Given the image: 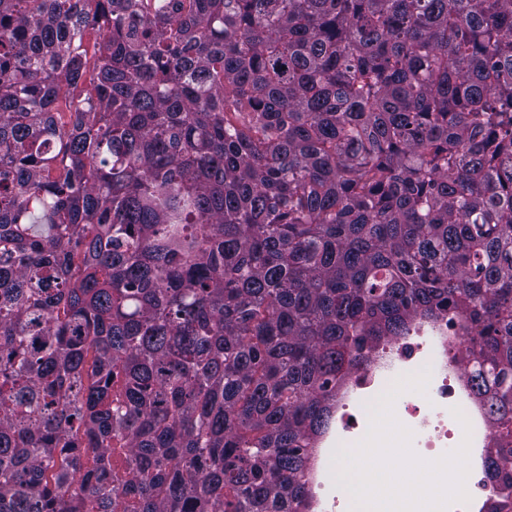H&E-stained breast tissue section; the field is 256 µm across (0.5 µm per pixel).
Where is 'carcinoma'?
I'll list each match as a JSON object with an SVG mask.
<instances>
[{
	"label": "carcinoma",
	"mask_w": 512,
	"mask_h": 512,
	"mask_svg": "<svg viewBox=\"0 0 512 512\" xmlns=\"http://www.w3.org/2000/svg\"><path fill=\"white\" fill-rule=\"evenodd\" d=\"M449 313L512 512V0H0V512H309Z\"/></svg>",
	"instance_id": "1"
}]
</instances>
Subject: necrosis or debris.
Masks as SVG:
<instances>
[{"label":"necrosis or debris","instance_id":"1","mask_svg":"<svg viewBox=\"0 0 512 512\" xmlns=\"http://www.w3.org/2000/svg\"><path fill=\"white\" fill-rule=\"evenodd\" d=\"M465 353L462 332L453 318L430 323L414 321L408 335L393 336L371 353V362L351 376L332 411L329 428L316 442L309 462L313 512H343L344 499L332 475L333 450L344 438L360 439L366 427L359 414L391 379L429 370L425 392H405L394 408L397 420L413 433L412 446L422 459L434 461L449 445L469 442L468 501L452 504L451 512H487L494 489L485 477V461L493 433L485 413L463 382L457 362ZM460 408L466 416L452 414Z\"/></svg>","mask_w":512,"mask_h":512}]
</instances>
